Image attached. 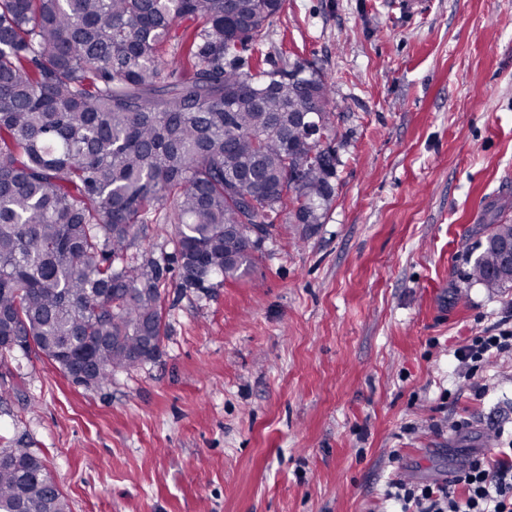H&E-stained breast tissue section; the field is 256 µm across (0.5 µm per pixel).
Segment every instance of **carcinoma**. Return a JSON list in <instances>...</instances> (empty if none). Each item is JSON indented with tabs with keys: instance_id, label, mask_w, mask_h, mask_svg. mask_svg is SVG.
Masks as SVG:
<instances>
[{
	"instance_id": "carcinoma-1",
	"label": "carcinoma",
	"mask_w": 512,
	"mask_h": 512,
	"mask_svg": "<svg viewBox=\"0 0 512 512\" xmlns=\"http://www.w3.org/2000/svg\"><path fill=\"white\" fill-rule=\"evenodd\" d=\"M284 0H0V361L34 352L93 385L138 366L164 333L159 283L235 280L276 230L320 223L333 195L332 87L306 64L243 52ZM309 111L326 142L307 137ZM302 169L301 187L288 170ZM171 208L172 255L124 261L146 216ZM470 279L496 291L485 225ZM28 448H0V512H66Z\"/></svg>"
}]
</instances>
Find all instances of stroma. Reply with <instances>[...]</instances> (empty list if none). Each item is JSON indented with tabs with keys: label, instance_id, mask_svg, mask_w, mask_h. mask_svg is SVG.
Wrapping results in <instances>:
<instances>
[{
	"label": "stroma",
	"instance_id": "stroma-1",
	"mask_svg": "<svg viewBox=\"0 0 512 512\" xmlns=\"http://www.w3.org/2000/svg\"><path fill=\"white\" fill-rule=\"evenodd\" d=\"M425 2L285 0L248 53L333 88L320 223L282 212L217 288L170 269L158 356L105 385L0 363V448H30L68 512H384L393 472L442 480L512 434V355L479 400L454 357L512 309L468 278L512 221V0Z\"/></svg>",
	"mask_w": 512,
	"mask_h": 512
}]
</instances>
